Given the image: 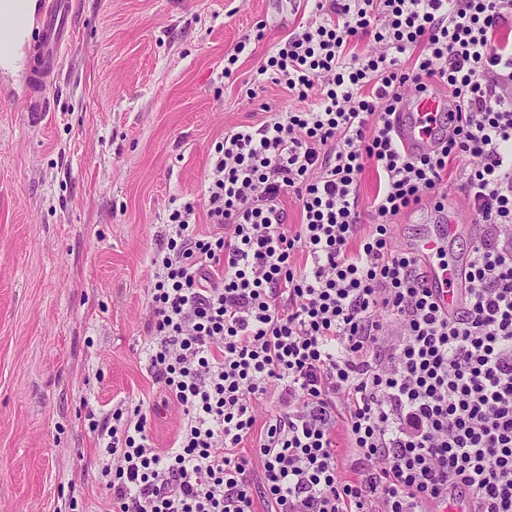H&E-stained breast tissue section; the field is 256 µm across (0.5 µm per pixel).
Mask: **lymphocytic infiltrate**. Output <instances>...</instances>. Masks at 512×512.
<instances>
[{"instance_id": "obj_1", "label": "lymphocytic infiltrate", "mask_w": 512, "mask_h": 512, "mask_svg": "<svg viewBox=\"0 0 512 512\" xmlns=\"http://www.w3.org/2000/svg\"><path fill=\"white\" fill-rule=\"evenodd\" d=\"M511 19L512 0H316L275 46L258 72L305 107L215 145L214 233L194 202L168 215L145 354L180 432L156 447L139 403L94 424L112 512H512V44L496 37ZM434 82L458 124L411 156L393 117ZM458 159L485 232L445 311L391 220L444 211ZM377 174L370 168H367L361 177L358 187V194L360 198L359 204V220H360V234L368 233L373 224H378L379 220L370 208V202L375 195L378 188Z\"/></svg>"}]
</instances>
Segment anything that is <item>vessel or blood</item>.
<instances>
[{
    "mask_svg": "<svg viewBox=\"0 0 512 512\" xmlns=\"http://www.w3.org/2000/svg\"><path fill=\"white\" fill-rule=\"evenodd\" d=\"M73 13L74 0H0V78L20 73L29 106H37L57 81L62 51L72 39ZM454 110V102L446 96L406 92L397 127L406 152L431 151L451 131ZM460 230V224L452 221L436 225L413 247L444 308L459 302L466 283L461 270L442 269L433 259Z\"/></svg>",
    "mask_w": 512,
    "mask_h": 512,
    "instance_id": "b4317fda",
    "label": "vessel or blood"
}]
</instances>
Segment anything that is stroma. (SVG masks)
<instances>
[{
	"label": "stroma",
	"mask_w": 512,
	"mask_h": 512,
	"mask_svg": "<svg viewBox=\"0 0 512 512\" xmlns=\"http://www.w3.org/2000/svg\"><path fill=\"white\" fill-rule=\"evenodd\" d=\"M310 19L306 0H76L40 111L0 99V512H110L89 421L120 401L143 403L158 447L178 433L142 351L165 215L194 201L212 232L214 146L302 109L257 70ZM463 166L448 169L446 213L393 218L396 245L466 212Z\"/></svg>",
	"instance_id": "stroma-1"
}]
</instances>
